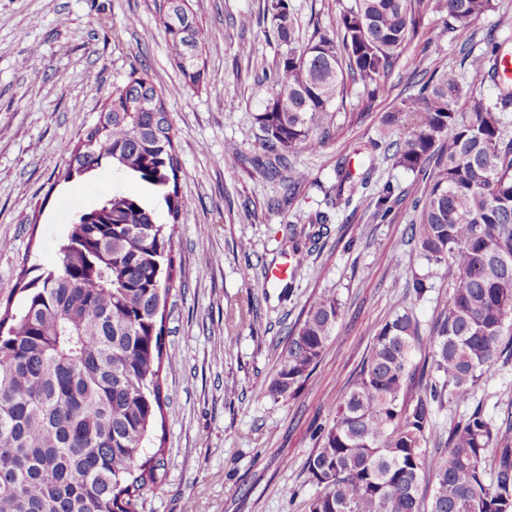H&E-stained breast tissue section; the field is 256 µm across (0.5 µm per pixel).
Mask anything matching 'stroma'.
I'll return each instance as SVG.
<instances>
[{
	"label": "stroma",
	"instance_id": "obj_1",
	"mask_svg": "<svg viewBox=\"0 0 512 512\" xmlns=\"http://www.w3.org/2000/svg\"><path fill=\"white\" fill-rule=\"evenodd\" d=\"M288 2L300 46L350 0ZM162 3L0 0V304L22 308L20 270L55 261L76 213L114 191L147 197L142 183L108 165L65 180L60 150L96 122L108 93L132 68L147 69L177 133L184 209L173 240L181 276L165 306L164 341L174 354L163 372L167 403L141 455L152 456L160 445L165 453L135 512H308L319 491L308 460L378 330L405 306L429 328L448 298L446 267H427L408 242L417 220L415 177L384 154L382 119L416 94L419 77L402 61L375 100L354 86L327 117L324 147L291 157L307 180L286 203L280 178L254 166L266 154L257 116L271 96L261 77L281 51L264 15L266 0H192L211 47L206 77L194 88L168 52ZM242 16L248 28L238 26ZM494 42L512 50V0H496L467 27H449L427 10L409 51L424 68L454 70L464 87L492 100L496 88L475 79L462 52L480 53ZM33 48L46 63L38 73L23 66ZM366 100L371 110L352 121ZM342 161L353 175L370 173L371 181L356 188L350 206L331 208ZM387 185L401 200L379 220L375 200ZM324 211L329 223L316 224ZM292 224L299 230L294 239ZM243 241L248 251L240 250ZM296 247L305 260L293 277L267 280L268 268ZM415 272L431 275L420 299L406 294ZM324 292L340 303L333 335L300 391L274 395L288 336ZM247 304L253 314L238 319ZM474 400L493 416L512 403V358L482 379Z\"/></svg>",
	"mask_w": 512,
	"mask_h": 512
}]
</instances>
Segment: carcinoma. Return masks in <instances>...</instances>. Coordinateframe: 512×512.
<instances>
[{"mask_svg":"<svg viewBox=\"0 0 512 512\" xmlns=\"http://www.w3.org/2000/svg\"><path fill=\"white\" fill-rule=\"evenodd\" d=\"M466 27L494 0H353L307 44L294 45L288 0L265 10L287 46L269 79L272 96L257 116L268 143L262 172L282 177L288 196L306 180L288 156L325 144L315 130L338 98L361 84L383 93L406 55L427 3ZM161 23L186 85L204 80L203 42L189 0H163ZM509 53L494 43L464 53L472 73L493 83L496 100L464 90L456 72L433 70L417 94L386 113L404 128L388 143L394 165L423 183L409 239L428 264L448 268V303L423 331L398 311L379 330L357 378L336 403L308 467L322 491L308 512H512V420L477 406L438 445L429 446L435 412L467 406L475 387L512 354V139L502 134L512 109ZM467 99L465 111L456 109ZM177 135L166 102L145 71L112 90L97 122L68 142L64 179L104 164L160 193L172 222H156L141 198L115 193L77 215L56 261L35 277L22 268L24 307L0 312V512H134L160 460L138 451L162 410L164 326L161 305L174 287L172 239L184 203ZM290 174L281 176V169ZM352 174L336 167V205H349ZM385 187L374 217L396 201ZM431 274L408 283L418 298ZM340 304L320 294L290 335L271 384L297 392L321 359ZM430 361L414 363L422 344ZM494 468L487 472L485 461ZM431 483L429 509L419 494Z\"/></svg>","mask_w":512,"mask_h":512,"instance_id":"carcinoma-1","label":"carcinoma"}]
</instances>
